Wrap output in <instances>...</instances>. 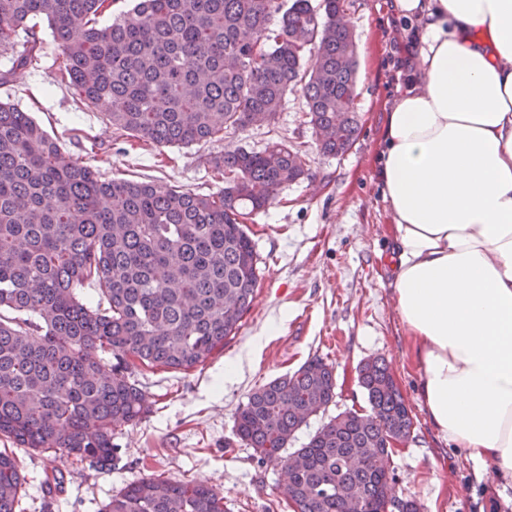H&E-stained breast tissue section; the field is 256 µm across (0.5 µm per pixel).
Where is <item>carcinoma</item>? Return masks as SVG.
<instances>
[{
	"label": "carcinoma",
	"mask_w": 512,
	"mask_h": 512,
	"mask_svg": "<svg viewBox=\"0 0 512 512\" xmlns=\"http://www.w3.org/2000/svg\"><path fill=\"white\" fill-rule=\"evenodd\" d=\"M133 2L101 26L109 0H0V50L24 32L13 65L28 66L35 21H47L80 97L107 104L113 126L157 147L243 134L299 90L316 148L351 150L358 43L346 0ZM212 164L224 188L210 194L105 181L0 102V439L12 444L0 449V512H16L26 489L13 449L110 467L115 428L150 412L132 368L189 371L236 335L259 283L245 220L308 169L286 141L227 149ZM87 285L106 306L79 297ZM358 384L369 410L337 414L294 449L304 466L279 487L293 512H349V496L361 512H420L396 496L388 471V438L406 440L413 427L404 396L382 358L359 366ZM335 389L333 368L309 360L252 391L234 435L282 464L307 422L297 409L328 406ZM100 512H224V496L202 482L142 478Z\"/></svg>",
	"instance_id": "carcinoma-1"
}]
</instances>
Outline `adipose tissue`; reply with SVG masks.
Instances as JSON below:
<instances>
[{
    "mask_svg": "<svg viewBox=\"0 0 512 512\" xmlns=\"http://www.w3.org/2000/svg\"><path fill=\"white\" fill-rule=\"evenodd\" d=\"M418 65L376 170L433 429L512 482V0H395Z\"/></svg>",
    "mask_w": 512,
    "mask_h": 512,
    "instance_id": "adipose-tissue-1",
    "label": "adipose tissue"
}]
</instances>
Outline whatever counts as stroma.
<instances>
[{"instance_id":"1","label":"stroma","mask_w":512,"mask_h":512,"mask_svg":"<svg viewBox=\"0 0 512 512\" xmlns=\"http://www.w3.org/2000/svg\"><path fill=\"white\" fill-rule=\"evenodd\" d=\"M346 7L359 45L361 133L340 157L318 152L298 92L288 94L271 123L242 136L157 148L120 134L106 106L81 99L62 81L65 58L47 23L38 25L41 47L29 68L12 70L11 50L0 52V100L28 112L67 156L103 179L209 194L222 186L211 158L238 146L260 151L278 139L301 146L309 169L247 222L259 286L223 352L186 372L136 368L151 411L115 429L120 452L110 470L17 449L27 477L18 512H100L112 495L144 477L213 485L224 495L225 512H292L279 494L280 464L259 460L237 442L234 415L253 390L316 357L333 367L336 396L297 432L295 446L338 413L367 410L357 368L382 357L414 422L411 439L388 462L397 495L415 499L422 512H512V486L502 487L493 464L448 445L417 403L419 370L390 285L394 224L375 172L387 113L408 87L397 78L399 48L421 24L400 17L393 0H346ZM230 361L235 371L228 376ZM52 470L65 479L54 495L42 485Z\"/></svg>"}]
</instances>
